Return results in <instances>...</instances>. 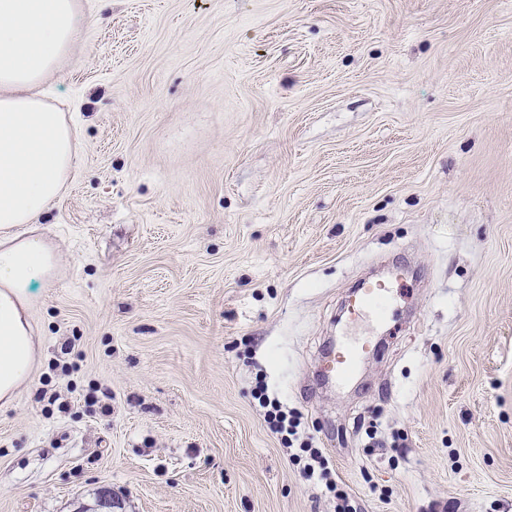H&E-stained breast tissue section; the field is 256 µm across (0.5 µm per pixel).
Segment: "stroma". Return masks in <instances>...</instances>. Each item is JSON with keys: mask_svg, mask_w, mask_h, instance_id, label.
Listing matches in <instances>:
<instances>
[{"mask_svg": "<svg viewBox=\"0 0 512 512\" xmlns=\"http://www.w3.org/2000/svg\"><path fill=\"white\" fill-rule=\"evenodd\" d=\"M79 5L0 512H332L260 376L362 512H512V0ZM396 270L381 353L318 385L350 287ZM255 398L258 399V403L260 407H262L264 411V417L266 421L270 424L271 429L276 433L286 432L288 434V447L292 448L294 443L298 444V450L300 453H293L291 459L299 463L302 460V457L306 456L309 458L310 463L305 464L304 472L306 476L310 479H315V477H326L329 474L328 469V459L323 455V452L320 448H313V442L310 441V438L303 437L302 432L300 431L301 421L300 419L293 414H290L288 417V412L283 410V406L280 401L276 398H271L267 392L265 387H259L255 392Z\"/></svg>", "mask_w": 512, "mask_h": 512, "instance_id": "obj_1", "label": "stroma"}]
</instances>
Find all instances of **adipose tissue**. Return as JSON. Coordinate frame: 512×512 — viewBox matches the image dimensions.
I'll return each instance as SVG.
<instances>
[{
  "label": "adipose tissue",
  "instance_id": "ef3b65f1",
  "mask_svg": "<svg viewBox=\"0 0 512 512\" xmlns=\"http://www.w3.org/2000/svg\"><path fill=\"white\" fill-rule=\"evenodd\" d=\"M80 16L77 0H0V402L11 404L35 369L29 316L35 285L57 259L37 223L59 198L78 152L65 115L39 87L68 52Z\"/></svg>",
  "mask_w": 512,
  "mask_h": 512
}]
</instances>
